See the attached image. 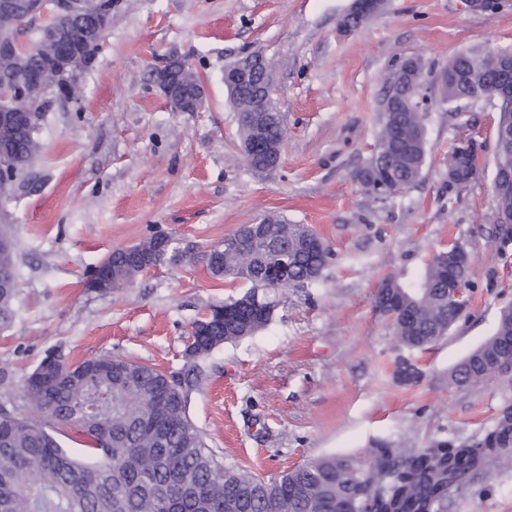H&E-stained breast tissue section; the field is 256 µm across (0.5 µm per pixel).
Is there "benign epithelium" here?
<instances>
[{"label":"benign epithelium","instance_id":"1","mask_svg":"<svg viewBox=\"0 0 512 512\" xmlns=\"http://www.w3.org/2000/svg\"><path fill=\"white\" fill-rule=\"evenodd\" d=\"M99 0H0V61L6 60L23 65L32 52L44 59L38 67L24 72L10 85L0 86V127L11 126L29 130L41 122V115L58 101H77L83 94L81 76L91 64L92 58L68 45L71 22L93 14L95 33L103 36L112 25L113 0H105L106 8L98 9ZM381 0H354L350 15L359 21L372 16ZM23 14L42 32L36 46L8 34L15 26V13ZM269 69L261 53H250L224 69V86L231 92L256 79V74ZM153 83L168 103H177L179 112H199L205 99V86L192 66L182 58H167L152 69ZM273 83H258L257 112H270L275 101ZM512 95V83L478 94L497 109L498 101ZM13 161L12 143L0 139V180L10 176Z\"/></svg>","mask_w":512,"mask_h":512}]
</instances>
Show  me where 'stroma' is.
Wrapping results in <instances>:
<instances>
[{"mask_svg": "<svg viewBox=\"0 0 512 512\" xmlns=\"http://www.w3.org/2000/svg\"><path fill=\"white\" fill-rule=\"evenodd\" d=\"M353 0H118L82 75L84 93L46 112L41 150L15 194L16 315L0 330V408L34 415L23 384L47 352L70 363L112 355L184 372V338L207 307L248 286L212 277L204 251L268 213L309 225L327 251L321 277L280 293L269 324L198 359L187 415L225 467L270 477L325 456H367L376 442L422 448L468 441L512 406V379L456 385L450 372L512 306V240L493 202L495 126L485 103L449 121L436 76L460 51L512 52V0L492 12L461 0H383L348 34ZM258 51L269 62L288 133L278 170L254 176L239 150L224 69ZM186 59L205 83L202 111L175 112L152 67ZM409 57L432 99L420 183L383 201L355 171L379 132L385 79ZM482 145L477 177L448 186L456 139ZM164 234L181 260L101 295L87 280L113 250ZM457 242L470 302L447 336L405 347L373 307L378 281L414 278ZM422 373L403 384L399 361ZM446 512H512V465L448 497Z\"/></svg>", "mask_w": 512, "mask_h": 512, "instance_id": "stroma-1", "label": "stroma"}]
</instances>
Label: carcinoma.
Segmentation results:
<instances>
[{
	"label": "carcinoma",
	"mask_w": 512,
	"mask_h": 512,
	"mask_svg": "<svg viewBox=\"0 0 512 512\" xmlns=\"http://www.w3.org/2000/svg\"><path fill=\"white\" fill-rule=\"evenodd\" d=\"M71 42L93 56L99 43L84 21H77ZM509 63L503 52L457 53L449 62L457 79L442 89L441 99L455 103L492 82ZM416 87L391 75L379 112V132L371 155L355 180L368 195L378 187L399 191L416 185L427 158V113L410 105ZM495 166L512 167V104L499 115ZM13 141L15 176L22 178L37 157L36 144L23 131H0ZM267 150H249L250 129L240 127L245 167L257 176L272 173L269 158L279 155L285 133L277 125L266 130ZM448 169L466 167L457 150L448 153ZM496 209L512 215V180L495 184ZM260 223L288 250V278L299 285L316 281L326 265L327 250L305 224H290L277 215ZM136 248L146 261L112 266L107 256L110 287L132 284L150 268L178 261L174 248L158 247L156 238ZM266 241L255 240L244 250L213 248L203 255L217 279L250 284L246 294L260 292L259 302L242 298L224 302V314L212 306L211 318L198 339L210 350L241 340L263 328L278 306L265 294ZM470 285L471 271L464 247L441 249L425 263L420 277L405 282L400 275L382 279L375 293V311L390 324L400 342L425 349L456 323L466 304L455 303L448 290ZM17 276L0 285V329L15 313ZM512 339V309L500 313L494 334L467 354L451 379L468 385L495 377L492 357ZM51 379L24 383L31 404L42 417L33 419L0 409V512H445L448 495L476 476L493 478L490 465L509 463L512 453V407L500 410L494 424L467 442L433 441L418 450L379 442L368 459L323 457L275 477L224 467L206 446L186 413V373L170 381L155 367L129 359L100 355L78 365L54 359ZM398 379L413 384L420 371L401 361ZM73 427L84 439L92 463L81 462L63 448L60 427Z\"/></svg>",
	"instance_id": "obj_1"
}]
</instances>
